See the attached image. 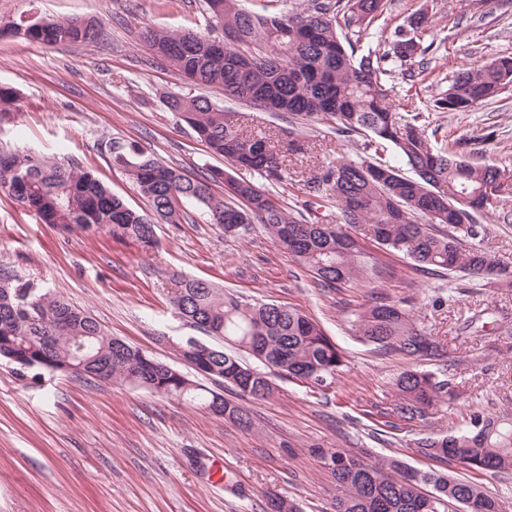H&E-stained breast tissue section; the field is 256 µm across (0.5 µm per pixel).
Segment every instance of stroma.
<instances>
[{
    "label": "stroma",
    "mask_w": 512,
    "mask_h": 512,
    "mask_svg": "<svg viewBox=\"0 0 512 512\" xmlns=\"http://www.w3.org/2000/svg\"><path fill=\"white\" fill-rule=\"evenodd\" d=\"M419 9L441 45L432 60L435 75L414 87L393 79L396 103L437 97L460 70L512 56V0H391L378 26L394 29ZM33 12L99 19L102 38L57 46L0 38V86L12 88L20 104L0 122V146L80 164L132 208L148 203L113 163V142L136 144L192 175L225 167L166 107L165 95L209 94L224 111L249 112V130L264 136L286 125L279 114L247 111L220 92L178 79L164 64H148L144 26L221 36V29L207 27L204 0H0V26ZM420 122L429 135L469 137L475 161L512 169V87L495 103L469 112L426 111ZM308 137L311 153L289 158L287 185L273 191L280 204H301L307 178L363 155L360 135L346 141L319 125ZM183 208L188 222L157 225L160 247L146 252L105 233L42 223L0 191V270L63 294L111 335L174 366L176 343L208 337L175 312L172 280L201 279L246 299L297 308L344 353L334 383L314 393L271 375L275 393L250 403L254 426L247 431L142 388L48 372L35 380L0 360V512H269L272 496L295 501L301 512H331L333 488L310 449L346 448L366 460L396 457L413 470L439 472L442 464L419 452L420 438L450 433L473 410L512 411L511 289L416 270L410 259L373 242L368 251L388 271L378 286L320 288L262 225L228 237L198 204ZM482 222L487 243L512 268V187ZM374 295L410 299L413 319L448 345L456 396L427 422L383 424L390 383L409 362L355 336L354 320ZM480 306L484 315L457 337V327Z\"/></svg>",
    "instance_id": "35a3bbf8"
}]
</instances>
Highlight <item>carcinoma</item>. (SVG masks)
Returning <instances> with one entry per match:
<instances>
[{"label":"carcinoma","instance_id":"cac0c4a2","mask_svg":"<svg viewBox=\"0 0 512 512\" xmlns=\"http://www.w3.org/2000/svg\"><path fill=\"white\" fill-rule=\"evenodd\" d=\"M210 20L224 38L200 32L174 33L147 28L152 57L197 85L256 106L267 100L288 128L271 144L239 120L215 108L203 96H169V110L189 117L190 127L215 155L224 157V197L214 196V177L192 178L131 145L113 147V161L125 168L147 198L149 210L128 207L91 172L61 166L28 154L0 150V191L46 224L64 231L109 233L141 249L159 247L155 225L179 224L181 204L203 205L210 222L224 233L261 224L278 247L315 275L316 284L379 278L384 267L365 251L352 230L372 227L375 241L412 259L421 270H446L490 279L512 288V270L484 244L478 217L493 209L505 188L506 170L468 159L466 137L433 143L419 115L404 117L392 99L393 78L406 83L431 77L427 41L432 26L419 10L408 26H397L382 45L359 52L387 10V0H309L300 12L251 13L239 0H206ZM98 22L84 30L73 19L46 20L29 27L23 38L43 44H90ZM512 86V57L475 64L454 77L426 107L434 112H468L492 103ZM17 110L16 96L0 86V115ZM323 125L338 136L367 138L373 154L329 166L305 181L308 194L336 205L340 223L323 224L308 208L278 204L272 188L288 178L287 158L309 150L307 129ZM412 175H406L402 167ZM233 169L252 170L260 182L237 178ZM175 309L188 322L224 339L278 373L329 388L343 366V352L313 318L280 304L246 300L199 279L174 281ZM355 336L378 350L404 359L448 361L445 343L413 321L404 302L373 298L357 315ZM116 340L92 315L64 297L0 273V358L19 371L66 373L83 358L85 379L143 388L162 397L199 405L242 428L249 411L197 383L182 371ZM205 376L253 400L272 396L266 373L223 347L204 343L185 353ZM390 416L411 424L429 418L454 396L451 382L431 372L406 369L391 382ZM419 451L479 471L512 472V413H471L455 433L426 437ZM315 457L334 485L332 512H448V504H470V512H508L505 503L478 485L447 473H419L396 459L368 461L345 448H320Z\"/></svg>","mask_w":512,"mask_h":512}]
</instances>
